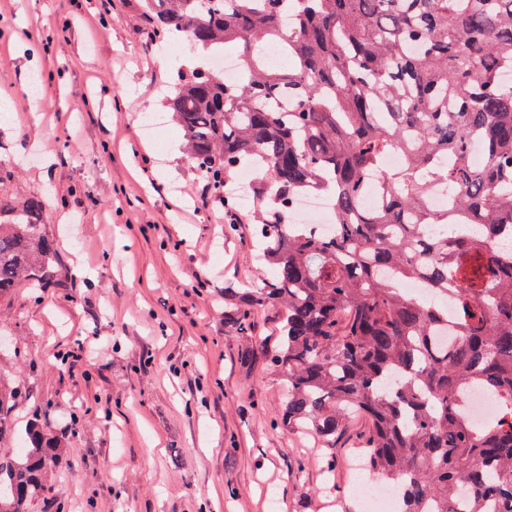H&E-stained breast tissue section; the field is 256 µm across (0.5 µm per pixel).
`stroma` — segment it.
Returning a JSON list of instances; mask_svg holds the SVG:
<instances>
[{"label": "stroma", "mask_w": 512, "mask_h": 512, "mask_svg": "<svg viewBox=\"0 0 512 512\" xmlns=\"http://www.w3.org/2000/svg\"><path fill=\"white\" fill-rule=\"evenodd\" d=\"M150 32L142 0H0V192L43 199L56 245L49 283L0 299V372L18 439L41 419L68 448L29 512H359L368 423L289 430L278 310L224 328L225 287L264 276L252 204L227 216L179 127H147L192 65Z\"/></svg>", "instance_id": "1"}]
</instances>
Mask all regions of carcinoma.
<instances>
[{
  "instance_id": "cac0c4a2",
  "label": "carcinoma",
  "mask_w": 512,
  "mask_h": 512,
  "mask_svg": "<svg viewBox=\"0 0 512 512\" xmlns=\"http://www.w3.org/2000/svg\"><path fill=\"white\" fill-rule=\"evenodd\" d=\"M156 33L177 36L202 64L165 98L200 177L230 209L224 186L251 165L261 173L260 283L224 289V327L246 335L250 314L283 309L270 361L287 397L290 429L333 439L359 414L371 423L365 469L394 483L399 512H512V259L488 250L512 228V0H144ZM294 11L291 22L284 21ZM282 44L283 67L260 48ZM240 48L234 86L209 65ZM478 145L482 163L472 162ZM402 153L404 164L383 166ZM378 185L379 208L364 207ZM454 195L428 204L437 188ZM315 192L334 233L304 234L289 205ZM44 200L0 201V298L53 274ZM419 277L458 304L448 315L405 297ZM501 398L481 429L462 410L467 392ZM18 387L0 376V442L13 436ZM66 450L36 420L21 457L0 460V512H26Z\"/></svg>"
}]
</instances>
